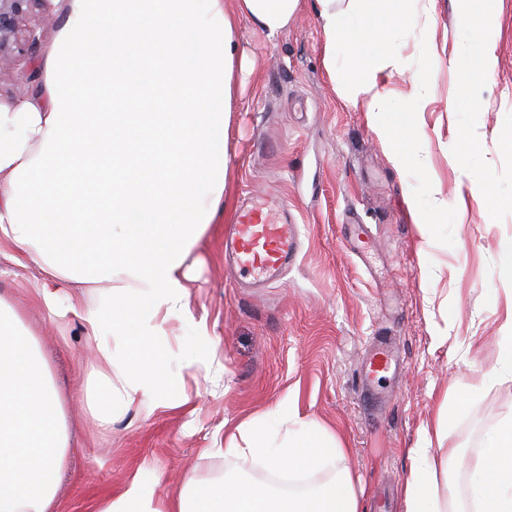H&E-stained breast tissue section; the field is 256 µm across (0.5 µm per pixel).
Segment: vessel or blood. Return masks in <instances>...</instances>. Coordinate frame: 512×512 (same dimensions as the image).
<instances>
[{
	"label": "vessel or blood",
	"mask_w": 512,
	"mask_h": 512,
	"mask_svg": "<svg viewBox=\"0 0 512 512\" xmlns=\"http://www.w3.org/2000/svg\"><path fill=\"white\" fill-rule=\"evenodd\" d=\"M225 249L239 275L252 277L255 287H265L295 260L300 249L294 218L290 212L272 214L259 206L242 209ZM391 366L386 345L378 344L363 363L361 384H369Z\"/></svg>",
	"instance_id": "obj_1"
}]
</instances>
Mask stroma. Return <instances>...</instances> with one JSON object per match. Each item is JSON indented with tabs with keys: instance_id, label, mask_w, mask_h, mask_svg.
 <instances>
[{
	"instance_id": "35a3bbf8",
	"label": "stroma",
	"mask_w": 512,
	"mask_h": 512,
	"mask_svg": "<svg viewBox=\"0 0 512 512\" xmlns=\"http://www.w3.org/2000/svg\"><path fill=\"white\" fill-rule=\"evenodd\" d=\"M441 85L458 44L457 0H436ZM497 68L474 89L477 115L460 131L445 94L429 95L417 122L425 135L416 159L440 191L447 242H429L414 224L405 174L363 105L335 93L323 67L314 0L288 28L267 37L240 24V46L254 60L229 126L236 159L226 188L225 226L256 192L290 207L302 248L270 287L236 283L224 240L212 239L196 271L192 309L213 335L210 371L184 370L177 382L192 414L176 409L129 413L98 429L81 385H95L97 346L78 322L59 327L32 302L37 269L0 275V295L27 309L41 335L57 386L68 401L73 447L52 512H99L134 478L156 496H176L184 474L198 489L224 477L210 452L224 422L275 406L294 392L301 413L337 430L368 491V512H403L412 447L435 418L444 393L478 383L498 362L505 285L496 274L512 218L473 194L459 166L478 148L497 180L512 182V131L500 122L512 93V0H501L493 35ZM390 339L398 368L377 379V399L359 386L362 359ZM512 406V381L470 402L451 424L449 445L471 462L483 429Z\"/></svg>"
}]
</instances>
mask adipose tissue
Listing matches in <instances>:
<instances>
[{"label":"adipose tissue","mask_w":512,"mask_h":512,"mask_svg":"<svg viewBox=\"0 0 512 512\" xmlns=\"http://www.w3.org/2000/svg\"><path fill=\"white\" fill-rule=\"evenodd\" d=\"M496 0H458L457 75L450 110L473 115L471 93L495 68L490 16ZM62 25L39 59L30 95L0 104V259L36 266L37 303L73 318L97 339L104 368L91 408L110 429L133 409L187 406L162 383L205 369L210 340L189 284L202 246L224 224L233 158L228 128L248 69L239 24L273 37L302 0H51ZM434 0H316L323 65L334 87L362 103L411 184L414 223L439 201L412 162L414 120L437 86ZM412 39L413 52L401 45ZM461 165L472 192L512 214V183H493L472 156ZM177 337L182 353L163 339ZM512 378V296L499 366L441 403L407 455L404 512H512V407L484 429L475 465L448 446L455 407ZM72 446L65 400L24 312L0 296V512H49ZM223 481L155 504L133 480L102 512H365L352 453L336 430L301 414L293 395L241 420L220 450ZM260 468L275 480L250 475Z\"/></svg>","instance_id":"ef3b65f1"}]
</instances>
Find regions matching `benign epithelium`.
Segmentation results:
<instances>
[{
  "instance_id": "7a95c632",
  "label": "benign epithelium",
  "mask_w": 512,
  "mask_h": 512,
  "mask_svg": "<svg viewBox=\"0 0 512 512\" xmlns=\"http://www.w3.org/2000/svg\"><path fill=\"white\" fill-rule=\"evenodd\" d=\"M54 16L51 0H0V72L18 82L34 78L33 70L18 68V62L35 58Z\"/></svg>"
}]
</instances>
